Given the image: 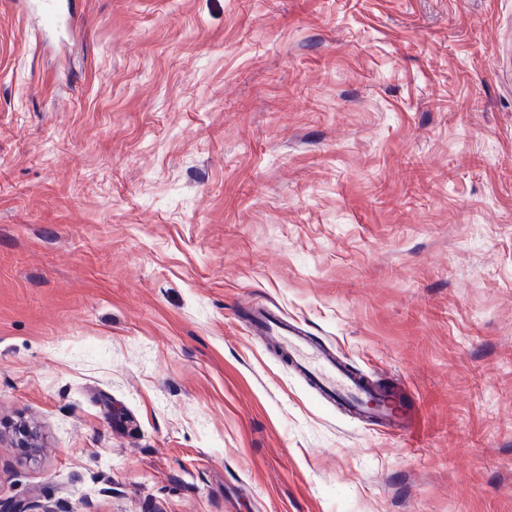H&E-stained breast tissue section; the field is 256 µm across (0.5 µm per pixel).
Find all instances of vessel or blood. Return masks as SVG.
<instances>
[{"mask_svg": "<svg viewBox=\"0 0 512 512\" xmlns=\"http://www.w3.org/2000/svg\"><path fill=\"white\" fill-rule=\"evenodd\" d=\"M42 2L45 29L54 30L61 24L71 23V14L61 13L58 0ZM249 325L268 336L270 343L279 346L289 365L323 397L345 404L350 412L358 414L364 421L388 431L402 435L412 431L418 415L411 408L406 392L375 390L364 377L347 369L330 351L312 342L299 328L267 307L252 308Z\"/></svg>", "mask_w": 512, "mask_h": 512, "instance_id": "vessel-or-blood-1", "label": "vessel or blood"}]
</instances>
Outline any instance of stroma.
Returning <instances> with one entry per match:
<instances>
[{
	"label": "stroma",
	"instance_id": "obj_1",
	"mask_svg": "<svg viewBox=\"0 0 512 512\" xmlns=\"http://www.w3.org/2000/svg\"><path fill=\"white\" fill-rule=\"evenodd\" d=\"M76 3L49 39L0 0V501L512 512V0ZM248 322L251 329L279 346L289 365L323 397L345 404L350 412L387 431L399 435L412 431L418 415L409 405L407 387L404 391H376L364 377L347 369L330 351L265 306L252 308Z\"/></svg>",
	"mask_w": 512,
	"mask_h": 512
}]
</instances>
